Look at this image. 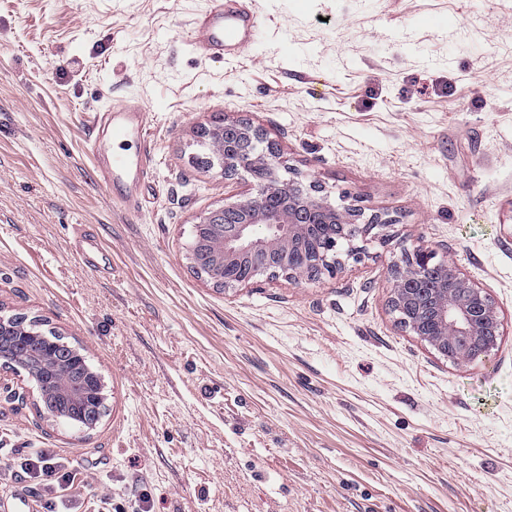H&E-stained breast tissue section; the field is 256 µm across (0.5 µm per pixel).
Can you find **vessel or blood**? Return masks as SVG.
I'll return each instance as SVG.
<instances>
[{
    "label": "vessel or blood",
    "mask_w": 512,
    "mask_h": 512,
    "mask_svg": "<svg viewBox=\"0 0 512 512\" xmlns=\"http://www.w3.org/2000/svg\"><path fill=\"white\" fill-rule=\"evenodd\" d=\"M254 28V18L245 10L229 7L225 0H211L208 13L186 34L193 46L214 55H222L229 48L245 46ZM94 127H105V140L94 141L92 150L100 162L104 184L118 192L125 202H132L131 181L141 180L147 168L145 152L127 154L124 144H144L147 126L143 109L137 104L108 107L94 113Z\"/></svg>",
    "instance_id": "b4317fda"
}]
</instances>
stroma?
<instances>
[{"instance_id":"obj_1","label":"stroma","mask_w":512,"mask_h":512,"mask_svg":"<svg viewBox=\"0 0 512 512\" xmlns=\"http://www.w3.org/2000/svg\"><path fill=\"white\" fill-rule=\"evenodd\" d=\"M209 0H0V308L83 348L108 411L91 435L11 398L0 448H49L87 481L81 512H512V0H249L250 43L185 33ZM142 103L150 178L115 201L96 110ZM228 115L338 209L382 214L360 259L319 280L221 291L193 226L247 193L205 169ZM100 239L90 270L73 227ZM427 247L502 321L458 367L401 329L388 270ZM35 479L0 512H42Z\"/></svg>"}]
</instances>
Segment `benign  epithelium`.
Returning <instances> with one entry per match:
<instances>
[{"mask_svg":"<svg viewBox=\"0 0 512 512\" xmlns=\"http://www.w3.org/2000/svg\"><path fill=\"white\" fill-rule=\"evenodd\" d=\"M211 146L210 162L232 176L250 173L253 192L237 202L211 210L193 225L207 231L205 248L191 246L192 268L217 289L246 287L266 276L316 280L340 267L338 248L366 233L382 219L374 215L361 222L357 209L338 210L315 185L305 186L279 175L278 150L264 144L263 134L251 124L224 118L220 125L201 131ZM453 282L455 288L444 287ZM389 304L406 332L457 366L488 357L501 336V320L486 291L470 281L451 259L434 261V253L418 249L390 268ZM21 319L0 312V360L29 386L13 397L33 401L39 416L53 424L60 420L52 404L65 389L88 410L80 429L86 435L97 428L108 408L109 393L101 374L92 369L63 388L47 377L53 366L81 359L77 348L68 351L42 344V333L26 332L28 352L14 356Z\"/></svg>","mask_w":512,"mask_h":512,"instance_id":"1","label":"benign epithelium"}]
</instances>
